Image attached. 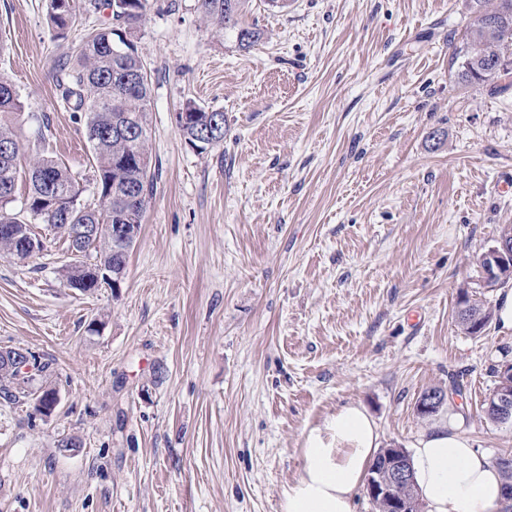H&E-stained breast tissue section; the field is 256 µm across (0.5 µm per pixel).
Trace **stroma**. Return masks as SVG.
I'll list each match as a JSON object with an SVG mask.
<instances>
[{"instance_id": "obj_1", "label": "stroma", "mask_w": 512, "mask_h": 512, "mask_svg": "<svg viewBox=\"0 0 512 512\" xmlns=\"http://www.w3.org/2000/svg\"><path fill=\"white\" fill-rule=\"evenodd\" d=\"M472 0H245L242 49L197 0H148L133 29L150 72L156 185L118 289L68 288L67 248L0 257V348L50 363L60 403L0 399V512H280L309 431L362 405L389 448L435 425L487 456L512 427L486 419L512 329L457 325L476 259L512 225V87L451 64ZM106 10L67 38L47 0H0V74L26 151L100 198L86 117L56 87ZM223 112L197 152L186 101ZM461 392L422 420L429 388ZM80 446L59 448L62 438Z\"/></svg>"}]
</instances>
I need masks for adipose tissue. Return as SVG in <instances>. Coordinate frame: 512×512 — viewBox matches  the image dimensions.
<instances>
[{"label": "adipose tissue", "mask_w": 512, "mask_h": 512, "mask_svg": "<svg viewBox=\"0 0 512 512\" xmlns=\"http://www.w3.org/2000/svg\"><path fill=\"white\" fill-rule=\"evenodd\" d=\"M379 444V429L365 409L340 408L307 435L306 460L282 495V512H352ZM412 461L427 512H496L499 472L464 435L448 429L425 434Z\"/></svg>", "instance_id": "1"}]
</instances>
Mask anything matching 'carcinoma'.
Segmentation results:
<instances>
[{"instance_id":"obj_1","label":"carcinoma","mask_w":512,"mask_h":512,"mask_svg":"<svg viewBox=\"0 0 512 512\" xmlns=\"http://www.w3.org/2000/svg\"><path fill=\"white\" fill-rule=\"evenodd\" d=\"M148 0H102L110 10V26L88 34L78 45L75 63L60 70L58 85L65 101L75 100L74 109L86 114L85 136L92 150L93 168L99 191L100 206L90 209L80 202L81 190L64 163L57 157L37 151L21 162L22 144L14 125L15 115L23 103L10 79L0 76V147L10 148L0 155V225L11 224L15 232L0 231V255L19 260L33 257L17 233L32 231L31 221L48 224L62 236L69 237L72 224H133L141 228L156 175L152 172L148 115L151 90L146 63L135 43L113 49L123 42V27L143 20ZM206 18L220 29L237 31L239 45L248 49L259 41V32L240 25L241 0H198ZM488 0H474L482 26L471 24L462 44L455 48L458 76L468 84L486 81L483 68L493 60L507 65L504 76L512 75V0H496L492 8L483 7ZM48 18L57 35L69 30L75 15V0H48ZM183 111L187 120L180 125L186 142L204 151L209 145L197 138V128L209 115H218L204 107L188 103ZM28 186L25 211L30 218L10 211L18 183ZM135 240L117 246L107 229L99 236L83 241L79 255L69 256L63 266L68 285L81 292H92L126 272L127 260L117 258L115 249L129 253ZM95 252V263L85 258ZM34 378L22 379L4 368L0 370V395L11 402L35 401L54 388L33 387ZM502 476L501 512H512V500L505 493L512 490V463L492 459ZM395 496L406 500V512H422L415 487L399 488Z\"/></svg>"}]
</instances>
